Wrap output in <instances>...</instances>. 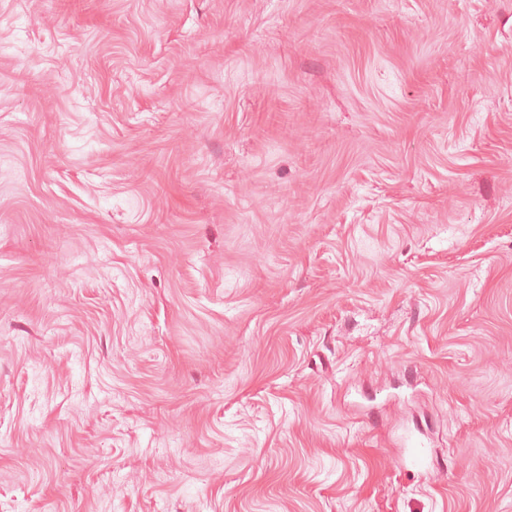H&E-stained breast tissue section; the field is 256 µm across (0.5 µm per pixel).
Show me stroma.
<instances>
[{"mask_svg":"<svg viewBox=\"0 0 512 512\" xmlns=\"http://www.w3.org/2000/svg\"><path fill=\"white\" fill-rule=\"evenodd\" d=\"M0 512H512V0H0Z\"/></svg>","mask_w":512,"mask_h":512,"instance_id":"35a3bbf8","label":"stroma"}]
</instances>
